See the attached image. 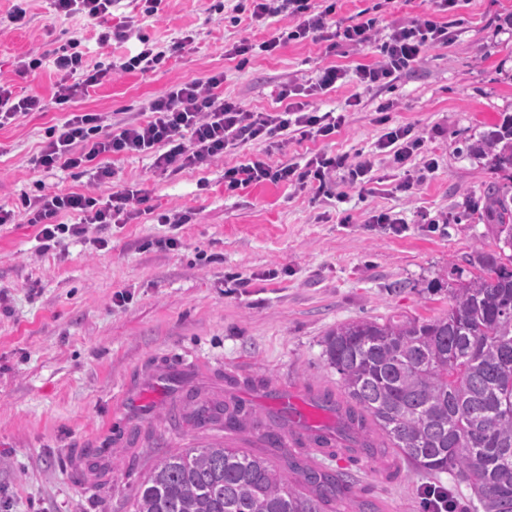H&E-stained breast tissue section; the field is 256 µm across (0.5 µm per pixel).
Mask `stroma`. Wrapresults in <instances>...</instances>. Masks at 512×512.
Here are the masks:
<instances>
[{
	"instance_id": "1",
	"label": "stroma",
	"mask_w": 512,
	"mask_h": 512,
	"mask_svg": "<svg viewBox=\"0 0 512 512\" xmlns=\"http://www.w3.org/2000/svg\"><path fill=\"white\" fill-rule=\"evenodd\" d=\"M241 3L165 0L160 15L149 16L144 0H116L112 23L134 21L140 37L158 46L193 38L185 52L146 72L119 68L139 51L140 38L100 43L80 16H54L48 0H29L25 26L0 28V80L16 93L50 97L57 79L50 56L75 39L88 64L113 69L110 81L70 109L32 112L0 127V205L15 212L13 223L0 227V497L11 500V512H130L159 454L208 440L280 466L293 455L310 457L304 448L271 447L247 428H173L181 411L174 391L133 439L120 395L149 370L184 363L193 373L181 379L183 388L198 389L205 400H242L268 425L256 380L338 390L339 376L323 356L329 330L362 319L437 317L452 302L451 284L474 274V249L500 247L480 216L488 188L511 180L512 171L471 147L512 116V0H457L436 14L448 26V43L428 48L380 87L358 84L356 66L378 60L376 44L393 25L433 12L431 0H337L336 18L346 25L377 10L374 44L359 51L342 44L330 54L309 37L244 64L227 50L243 37L271 38L282 22L271 16L236 24ZM32 50L44 53L42 68L20 72ZM331 64L346 69V79L311 92L319 70ZM216 72L224 75V96L248 110H280V86L289 81L310 107L347 120L327 139L273 152L249 141L214 162L165 173L151 156L114 155V176L101 185L89 168L34 169L33 158L70 111L105 113L115 127L143 122L151 100ZM384 114L391 125L413 126L438 161L408 192L397 186L415 166L394 168L375 148ZM319 151L370 158L371 181L358 189L336 174L329 198L283 182L224 189L227 167L264 154L273 164L301 165ZM124 187L141 190L139 216L90 226L84 238L42 250L25 199L87 191L104 198ZM378 210L401 218L404 231L367 223ZM174 213L183 223H159ZM348 215L353 223H345ZM89 448L111 450L105 478L90 474ZM313 460L315 468L353 474L343 512H357L363 502L378 512H427L422 490L429 484L447 489L455 512H467V484L416 470L396 454L365 469L333 457Z\"/></svg>"
}]
</instances>
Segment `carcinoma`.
<instances>
[{"mask_svg": "<svg viewBox=\"0 0 512 512\" xmlns=\"http://www.w3.org/2000/svg\"><path fill=\"white\" fill-rule=\"evenodd\" d=\"M478 151L512 165V120L481 140ZM482 219L504 249L475 251L479 273L452 288L448 311L429 320L364 319L340 324L323 338V354L339 375L342 395L323 401L344 408L336 433L360 440L373 459L394 451L417 469L454 474L468 483L483 512H512V187L492 186ZM198 424L249 425L242 403L193 405ZM272 415L266 437L288 424ZM347 475L286 466L244 448L208 443L174 448L151 465L131 512H339Z\"/></svg>", "mask_w": 512, "mask_h": 512, "instance_id": "carcinoma-1", "label": "carcinoma"}]
</instances>
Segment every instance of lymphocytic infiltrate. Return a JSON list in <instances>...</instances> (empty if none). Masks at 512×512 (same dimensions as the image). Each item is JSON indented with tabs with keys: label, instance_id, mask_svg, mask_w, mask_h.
Instances as JSON below:
<instances>
[{
	"label": "lymphocytic infiltrate",
	"instance_id": "1",
	"mask_svg": "<svg viewBox=\"0 0 512 512\" xmlns=\"http://www.w3.org/2000/svg\"><path fill=\"white\" fill-rule=\"evenodd\" d=\"M115 0H51L56 16L82 15L87 26L98 29L101 41H124L132 25L125 22L107 26L105 20L112 13ZM249 23L270 16L282 15L294 19L293 30L285 31L261 43L243 38L234 44L231 56L253 53L273 54L291 40L315 36L329 41L339 37L352 46L369 42L377 18L345 25L336 21V6L320 4L319 0H249ZM448 41L447 25L430 18H422L395 26L381 45L383 61L375 67L361 66L356 70L360 84H385L410 68L426 48ZM59 77L51 98L38 94L23 97L15 95L10 84L0 82V127L17 116L43 112L51 106H62L86 94L90 87L99 85L107 76L100 67L87 65L81 52H61L53 60ZM223 73L209 76L206 82L178 84L149 105L151 120L127 124L117 131L100 135L102 117L96 112H73L54 129L49 141L34 160L35 168L89 167L98 182H107L112 176L108 159L114 155L148 154L155 169L166 171L201 165L223 157L225 150L236 142L260 140L269 149L280 146L281 136L299 135L301 139L326 138L345 122L344 115L307 109L305 103L294 101V88L282 86L278 98L285 106L278 112H253L241 103L225 99L217 93L223 83ZM424 140L410 126L388 129L377 142L381 152L391 154L393 161L406 165L421 159L423 171L432 173L438 167L436 159L423 154ZM343 155L319 152L311 156L304 167L294 164L271 165L258 158L248 164L224 170V187L233 191L241 186L263 181L293 182L307 187L315 194H324L333 171L346 167L350 176L362 180L370 174L372 164L363 160L347 166ZM136 190L126 188L102 200L81 193H54L39 198L31 207L30 224L38 226V240L43 248L54 246L60 235L82 237L87 225L109 224L120 217L130 216V205L136 200ZM62 213H75L79 223L60 224L56 218Z\"/></svg>",
	"mask_w": 512,
	"mask_h": 512
}]
</instances>
